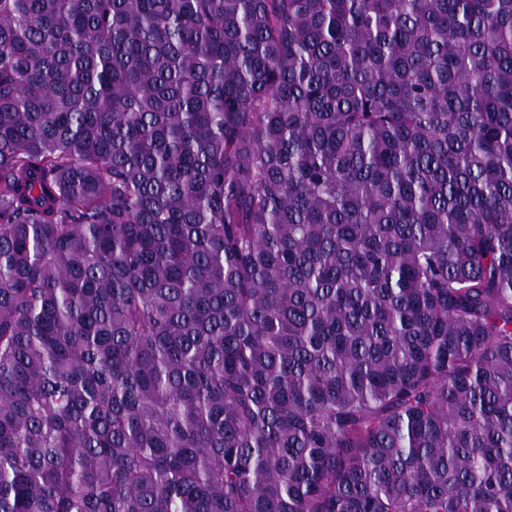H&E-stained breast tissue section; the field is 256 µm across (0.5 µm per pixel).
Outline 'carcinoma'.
I'll return each mask as SVG.
<instances>
[{
	"label": "carcinoma",
	"mask_w": 512,
	"mask_h": 512,
	"mask_svg": "<svg viewBox=\"0 0 512 512\" xmlns=\"http://www.w3.org/2000/svg\"><path fill=\"white\" fill-rule=\"evenodd\" d=\"M0 512H512V0H0Z\"/></svg>",
	"instance_id": "cac0c4a2"
}]
</instances>
